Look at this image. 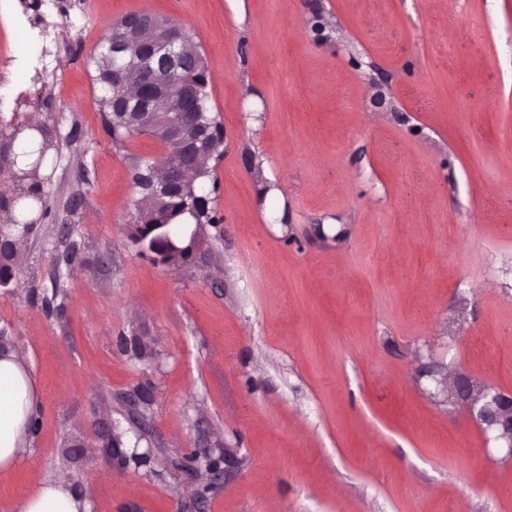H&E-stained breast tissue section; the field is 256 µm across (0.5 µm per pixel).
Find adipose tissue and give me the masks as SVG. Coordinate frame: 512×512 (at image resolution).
Segmentation results:
<instances>
[{
  "label": "adipose tissue",
  "mask_w": 512,
  "mask_h": 512,
  "mask_svg": "<svg viewBox=\"0 0 512 512\" xmlns=\"http://www.w3.org/2000/svg\"><path fill=\"white\" fill-rule=\"evenodd\" d=\"M35 405L36 389L24 359L11 351L0 355L1 473H8L25 453ZM13 512H88V505L67 473L61 471L17 500Z\"/></svg>",
  "instance_id": "1"
}]
</instances>
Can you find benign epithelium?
Returning <instances> with one entry per match:
<instances>
[{"label": "benign epithelium", "instance_id": "obj_1", "mask_svg": "<svg viewBox=\"0 0 512 512\" xmlns=\"http://www.w3.org/2000/svg\"><path fill=\"white\" fill-rule=\"evenodd\" d=\"M186 38L183 29L148 11L127 16L120 32L106 35L112 55L123 61L115 70V79L122 85L119 104L126 110L129 127L136 130L152 120L160 126L164 141L180 152L176 163L164 152L152 164L158 207L175 185L190 181L200 158L196 121L199 90L177 76L188 67L183 54ZM444 384L450 398L465 403L477 421L495 428V439L512 456V396L503 397L454 374L448 375ZM234 458V451L226 448L206 456L204 468L195 466L189 471L196 483L206 477L205 486L210 491L213 480L225 473L223 465Z\"/></svg>", "mask_w": 512, "mask_h": 512}]
</instances>
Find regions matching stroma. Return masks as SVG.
<instances>
[{
  "label": "stroma",
  "mask_w": 512,
  "mask_h": 512,
  "mask_svg": "<svg viewBox=\"0 0 512 512\" xmlns=\"http://www.w3.org/2000/svg\"><path fill=\"white\" fill-rule=\"evenodd\" d=\"M32 2L0 0V171L38 116L49 215L0 336L40 427L0 512L62 470L89 512H512V457L438 387L451 367L512 394V0H76L55 67L72 18L40 37ZM139 11L200 42L224 125L218 222L176 267L129 232L131 160L162 148L113 144L88 64ZM111 434L172 467L113 466ZM213 448L239 461L199 503L176 463Z\"/></svg>",
  "instance_id": "stroma-1"
}]
</instances>
